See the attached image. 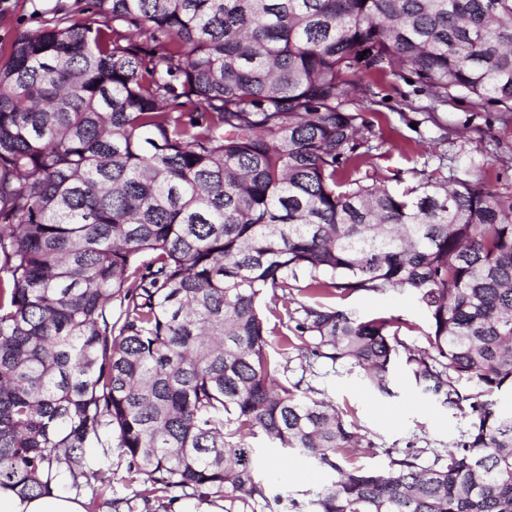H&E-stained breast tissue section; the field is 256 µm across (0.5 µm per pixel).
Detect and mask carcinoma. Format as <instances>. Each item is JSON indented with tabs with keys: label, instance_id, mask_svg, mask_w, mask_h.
Returning a JSON list of instances; mask_svg holds the SVG:
<instances>
[{
	"label": "carcinoma",
	"instance_id": "obj_1",
	"mask_svg": "<svg viewBox=\"0 0 512 512\" xmlns=\"http://www.w3.org/2000/svg\"><path fill=\"white\" fill-rule=\"evenodd\" d=\"M512 112V0H91L0 57V486L42 493L88 456L143 476L114 512L181 500L257 512L249 439L336 473L290 512H512V195L412 169L361 174L379 113L361 76L405 72ZM412 292L427 346L337 295ZM281 293L271 334L261 306ZM299 292L295 298L293 292ZM118 315H112V306ZM393 395L403 364L457 409L452 448H372L288 353Z\"/></svg>",
	"mask_w": 512,
	"mask_h": 512
}]
</instances>
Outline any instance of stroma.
I'll return each mask as SVG.
<instances>
[{"label": "stroma", "instance_id": "stroma-1", "mask_svg": "<svg viewBox=\"0 0 512 512\" xmlns=\"http://www.w3.org/2000/svg\"><path fill=\"white\" fill-rule=\"evenodd\" d=\"M56 0H0V56H7L14 33L40 27L46 11ZM375 95L376 111L382 112L376 132L382 140L367 167L376 179H391L401 173L404 183H412L410 170L416 159H424L427 171L462 169L468 160L482 164L486 185L500 193L512 194V112L480 108L461 94L445 100L433 99L418 83L392 80L377 75L363 79ZM336 306L362 318L377 316L397 320L400 337L421 347V331L427 317L416 297L402 290L386 293L357 292L336 298ZM305 378L323 395L348 410L362 434L377 446L373 454L363 456L362 464L381 468L387 463L385 449L413 446L442 451L450 448L467 425L463 414L442 406L415 387L405 369H397L393 394L373 393L359 371L339 365L315 364L312 372L302 373L298 362L287 372L278 373L279 381ZM265 462L258 476L272 493L306 500L310 491L326 482L327 476L295 456L282 457L270 447H261Z\"/></svg>", "mask_w": 512, "mask_h": 512}]
</instances>
